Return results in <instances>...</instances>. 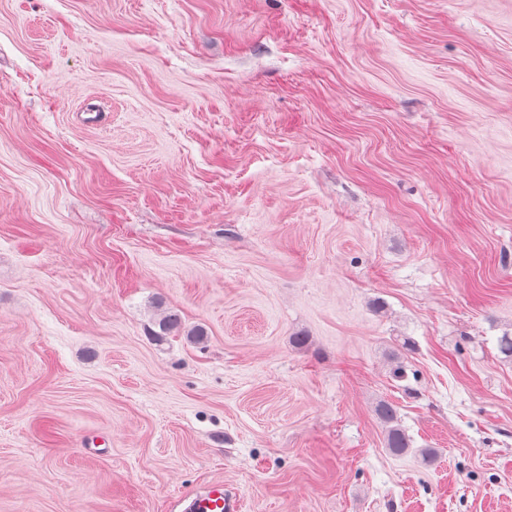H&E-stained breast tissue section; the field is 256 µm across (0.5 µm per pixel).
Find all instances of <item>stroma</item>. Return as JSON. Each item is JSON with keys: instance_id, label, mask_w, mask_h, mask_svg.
<instances>
[{"instance_id": "1", "label": "stroma", "mask_w": 512, "mask_h": 512, "mask_svg": "<svg viewBox=\"0 0 512 512\" xmlns=\"http://www.w3.org/2000/svg\"><path fill=\"white\" fill-rule=\"evenodd\" d=\"M507 332L512 0H0V512H512ZM376 414L385 426V445L388 451L396 456L411 452V439L400 425L395 406L382 401L376 408ZM236 501L224 495V484L214 482L205 490L195 493L190 506L185 511L190 512H237Z\"/></svg>"}]
</instances>
